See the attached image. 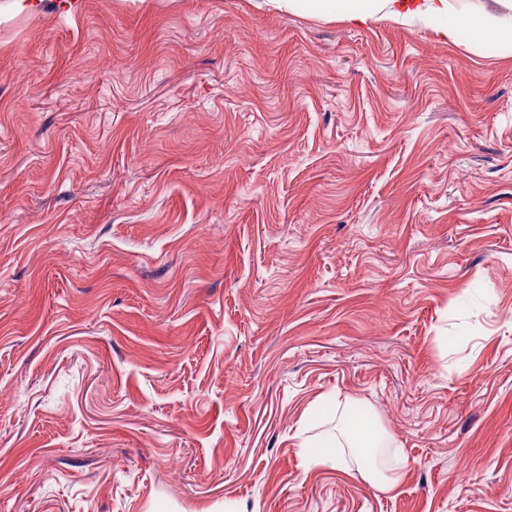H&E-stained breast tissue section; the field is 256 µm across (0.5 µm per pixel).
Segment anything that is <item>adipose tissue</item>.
Returning <instances> with one entry per match:
<instances>
[{
  "mask_svg": "<svg viewBox=\"0 0 512 512\" xmlns=\"http://www.w3.org/2000/svg\"><path fill=\"white\" fill-rule=\"evenodd\" d=\"M320 13H331L349 22L417 19L433 23L436 32L456 42L467 30L472 44L495 43L512 49V0H475L470 9L457 10L453 0H305ZM345 431L357 465L356 474L384 493L396 490L403 478L400 468L387 469L377 459L382 448L396 447L387 432L379 430L374 415L362 408L348 410Z\"/></svg>",
  "mask_w": 512,
  "mask_h": 512,
  "instance_id": "ef3b65f1",
  "label": "adipose tissue"
}]
</instances>
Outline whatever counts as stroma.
Wrapping results in <instances>:
<instances>
[{"mask_svg": "<svg viewBox=\"0 0 512 512\" xmlns=\"http://www.w3.org/2000/svg\"><path fill=\"white\" fill-rule=\"evenodd\" d=\"M354 404L394 492L306 463ZM0 512H512V50L287 0L1 19Z\"/></svg>", "mask_w": 512, "mask_h": 512, "instance_id": "1", "label": "stroma"}]
</instances>
